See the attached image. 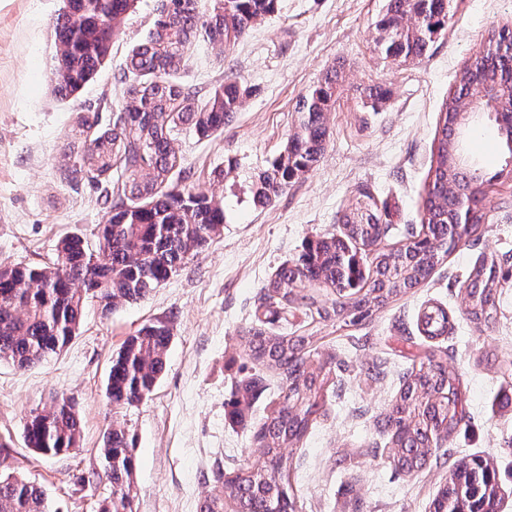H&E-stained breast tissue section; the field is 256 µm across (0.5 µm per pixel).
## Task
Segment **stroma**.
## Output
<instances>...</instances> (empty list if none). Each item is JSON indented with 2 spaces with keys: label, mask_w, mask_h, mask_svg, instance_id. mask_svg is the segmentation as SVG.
<instances>
[{
  "label": "stroma",
  "mask_w": 512,
  "mask_h": 512,
  "mask_svg": "<svg viewBox=\"0 0 512 512\" xmlns=\"http://www.w3.org/2000/svg\"><path fill=\"white\" fill-rule=\"evenodd\" d=\"M385 0H276L230 47L203 36L187 47L176 79L205 98L234 78L252 94L222 131L209 137L181 128L173 147L179 165L166 188L220 200L219 235L144 300L101 316L88 303L76 336L41 365L19 369L0 363V473L20 474L41 486L60 512H96L108 496L98 450L110 425L133 441L134 512H199L201 501L228 470L255 465L248 427L262 422L281 391L267 375L242 421L231 418L235 384L246 360L248 336L262 287L308 241L336 233L340 215L370 194L383 223L395 230L419 225L431 147L443 100L465 60L488 33L512 24V0H451L448 25L426 54L407 62L384 58L376 48V23ZM63 0H0V267L52 262L61 238L78 234L95 243L97 225L112 215L105 195L121 175L98 178L75 171L70 144L80 130L89 137L109 131L127 95L117 77L131 50L157 18L159 0H138L120 24L110 55L93 81L67 99L51 91L52 24ZM344 78L328 116L329 138L318 164L269 206L253 202L258 175L270 168L297 126L295 105L331 67ZM379 85L387 98L362 97ZM466 147L485 170L503 160L490 121L472 126ZM234 171H227L228 161ZM512 187L488 189V222L476 242L456 248L431 280L413 294L374 313L362 330L338 322H312L304 309L271 324L277 334L316 325L321 337L311 362H344L303 447L293 449L292 479L299 512H346L361 501L366 512H428L447 474L433 465L418 476H395L378 443L376 415L396 395L410 365L404 337L416 336V317L427 300L454 317L445 344L469 419L451 441L454 458L474 454L497 459L512 476V384L497 363L512 359V280L499 297L500 314L484 326L465 320V271L484 255L501 256L512 273ZM162 320L171 331L167 369L140 402L112 406L105 385L113 355L128 336ZM367 341L354 345V333ZM381 361L385 373L367 378ZM72 399L83 424L79 449L44 457L26 448L25 415L54 397Z\"/></svg>",
  "instance_id": "35a3bbf8"
}]
</instances>
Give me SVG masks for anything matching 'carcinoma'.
Wrapping results in <instances>:
<instances>
[{
    "label": "carcinoma",
    "mask_w": 512,
    "mask_h": 512,
    "mask_svg": "<svg viewBox=\"0 0 512 512\" xmlns=\"http://www.w3.org/2000/svg\"><path fill=\"white\" fill-rule=\"evenodd\" d=\"M175 8L160 11L151 39L128 57L121 81L128 102L112 133L73 148V165L92 177L113 165L126 180L116 187L119 198L112 216L98 225L96 247L81 235L62 238L55 263L44 267L0 269V362L31 368L61 351L77 331L91 299L107 314L120 303H137L182 268L220 233L224 207L190 190H162L178 158L172 132L180 125L201 136L224 129L238 112L249 90L228 79L214 87L204 105L171 79L186 46L203 24L209 40L229 47L252 23L273 11L275 0H210L200 21L198 3L171 0ZM135 0H64L55 20L56 64L51 81L59 96L68 98L83 88L106 61L117 23ZM450 0H385L377 23L376 47L387 58L406 62L421 58L434 36L448 24ZM342 70L333 67L323 82L296 103L297 129L271 167L258 176L254 203L271 204L289 185L321 158L329 136L326 114ZM512 81V27L488 34L486 45L464 63L443 103L431 149L422 224L418 231L399 230L405 242L372 250L365 259L357 245L374 247L391 230L381 223L376 202L366 197L339 217V235L306 244L298 258L282 264L261 289L258 308L276 313L302 307L311 318L363 325L375 311L427 282L459 245L480 238L485 214L478 200L493 183H512V168L504 164L493 174L475 166L461 148L465 125L482 83ZM498 144L512 157V121L493 119ZM322 284L340 299L322 304L304 294ZM503 287L495 256L482 258L468 272L462 291L464 315L487 325L496 315V296ZM452 323L448 310L427 304L418 314L417 331L427 342L419 363L402 375L394 400L374 419L383 453L395 474L414 477L430 462L448 464L444 445L465 424L468 411L459 379L448 369L443 341ZM171 340L164 321L142 327L128 337L112 358L106 394L112 405H132L149 396L164 373ZM321 337L305 328L290 335L250 330L251 372L240 379L236 415L243 417L250 400L262 388L264 373L283 383L281 402L262 423L250 430L260 463L224 474L220 486L201 512H268L280 507L297 512V490L289 480L292 462L287 448L303 445L335 384L331 370L313 371ZM81 424L72 401L62 396L35 408L23 427L27 447L44 457L79 447ZM99 455L112 493L98 512H134L131 484L132 448L121 428L103 436ZM512 487L498 480L493 460L475 455L452 467L448 481L433 501L431 512H500ZM0 512H57L42 487L16 475L0 476Z\"/></svg>",
    "instance_id": "1"
}]
</instances>
